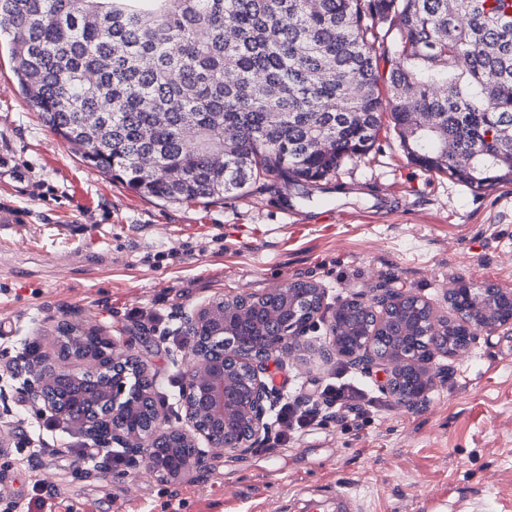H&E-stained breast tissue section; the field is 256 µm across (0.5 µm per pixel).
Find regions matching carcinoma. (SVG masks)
<instances>
[{
    "instance_id": "1",
    "label": "carcinoma",
    "mask_w": 512,
    "mask_h": 512,
    "mask_svg": "<svg viewBox=\"0 0 512 512\" xmlns=\"http://www.w3.org/2000/svg\"><path fill=\"white\" fill-rule=\"evenodd\" d=\"M2 35L45 123L144 196L239 195L263 174L309 200L385 113L412 162L512 184V0H0Z\"/></svg>"
}]
</instances>
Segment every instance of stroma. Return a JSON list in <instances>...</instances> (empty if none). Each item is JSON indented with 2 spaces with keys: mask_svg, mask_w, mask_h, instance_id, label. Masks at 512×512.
<instances>
[{
  "mask_svg": "<svg viewBox=\"0 0 512 512\" xmlns=\"http://www.w3.org/2000/svg\"><path fill=\"white\" fill-rule=\"evenodd\" d=\"M0 156L24 180L0 186L16 227L0 235V387L19 401L25 341L54 322L95 326L141 356L154 391L180 385L186 347L136 310L172 314L178 336L195 305L261 294L296 280L326 288L328 305L354 293L410 288L438 313L462 278L512 289V185L474 191L411 163L390 126L372 151L346 161L326 203L291 198L261 178L223 200L148 199L87 165L21 94L0 40ZM356 364L336 355L327 324L295 340L271 378L317 397ZM446 382L409 409L386 399L288 445L245 455L210 450L201 468L166 483L133 466L86 464L61 428L26 461L27 416L0 417V480L41 512H297L301 499L343 487L359 512H512V332L483 336L449 359Z\"/></svg>",
  "mask_w": 512,
  "mask_h": 512,
  "instance_id": "stroma-1",
  "label": "stroma"
}]
</instances>
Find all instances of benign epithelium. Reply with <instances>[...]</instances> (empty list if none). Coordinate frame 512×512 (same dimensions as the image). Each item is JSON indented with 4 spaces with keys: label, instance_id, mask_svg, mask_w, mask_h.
I'll use <instances>...</instances> for the list:
<instances>
[{
    "label": "benign epithelium",
    "instance_id": "7a95c632",
    "mask_svg": "<svg viewBox=\"0 0 512 512\" xmlns=\"http://www.w3.org/2000/svg\"><path fill=\"white\" fill-rule=\"evenodd\" d=\"M267 295L276 298L281 311L288 313V330L273 337L274 343L265 352L245 354L238 345V336L254 335L253 328H262L273 313L259 305V297L239 294L224 298V306L208 301L189 313L192 328H209L224 336V354L211 359L195 350L186 356L180 401L184 424H171L162 408L154 407V420L146 429L137 426L140 406L149 392H135L133 384L123 375L88 396L81 387L88 376L107 369L116 373L131 357L118 342L94 326H83L73 333L65 324L56 323L50 333V352L34 361L24 390L32 403L53 415L72 431L87 433L100 450L112 444L125 449L128 457L141 460L160 481H175L198 467V458L182 455L179 448L205 450L199 441L215 443L212 433L224 432V451L247 453L264 442L269 431V418L277 393L271 388L270 362H278L275 354L290 351L289 342L306 335L323 316L326 289L314 284L310 296L319 307L308 321L297 320L295 309L299 299L290 284L272 288ZM374 316L368 327L342 325L330 315L328 327L336 352L364 365L377 389L395 398L405 407L425 403L431 391L445 377L435 364V352L428 341L431 336L448 334V324L461 326L463 343L448 346L447 355L455 356L472 350L480 335L512 328V290L477 288L463 278L448 291L450 315H439L428 300L408 288H381L371 296L356 295L345 299ZM399 310L401 333L397 345L385 347L382 337L394 324L393 311ZM60 380L73 382L71 403L56 405L49 391ZM170 449L167 456L154 450Z\"/></svg>",
    "mask_w": 512,
    "mask_h": 512
}]
</instances>
